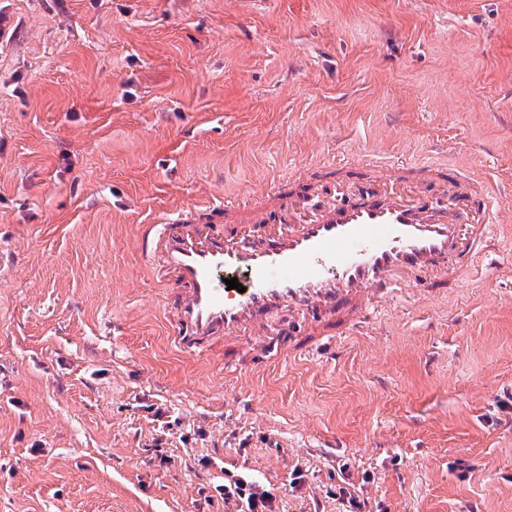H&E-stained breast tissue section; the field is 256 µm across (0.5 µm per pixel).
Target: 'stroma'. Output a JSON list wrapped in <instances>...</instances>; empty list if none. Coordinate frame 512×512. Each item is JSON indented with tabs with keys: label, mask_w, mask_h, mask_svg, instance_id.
I'll return each instance as SVG.
<instances>
[{
	"label": "stroma",
	"mask_w": 512,
	"mask_h": 512,
	"mask_svg": "<svg viewBox=\"0 0 512 512\" xmlns=\"http://www.w3.org/2000/svg\"><path fill=\"white\" fill-rule=\"evenodd\" d=\"M0 15V512H237L245 468L275 512H512V0ZM363 154L496 184L495 264L309 357L180 350L141 225Z\"/></svg>",
	"instance_id": "35a3bbf8"
}]
</instances>
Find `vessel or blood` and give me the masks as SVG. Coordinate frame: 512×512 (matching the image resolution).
I'll use <instances>...</instances> for the list:
<instances>
[{
    "label": "vessel or blood",
    "instance_id": "1",
    "mask_svg": "<svg viewBox=\"0 0 512 512\" xmlns=\"http://www.w3.org/2000/svg\"><path fill=\"white\" fill-rule=\"evenodd\" d=\"M336 185L333 195L320 179L275 187L278 204L247 208L243 224L147 225L149 268L174 286L165 314L183 348L241 364L285 312L300 322L289 351L317 353L403 287H452L494 238V195L480 176L408 180L390 168ZM431 189L444 206L425 201ZM238 273L242 293L224 281Z\"/></svg>",
    "mask_w": 512,
    "mask_h": 512
}]
</instances>
